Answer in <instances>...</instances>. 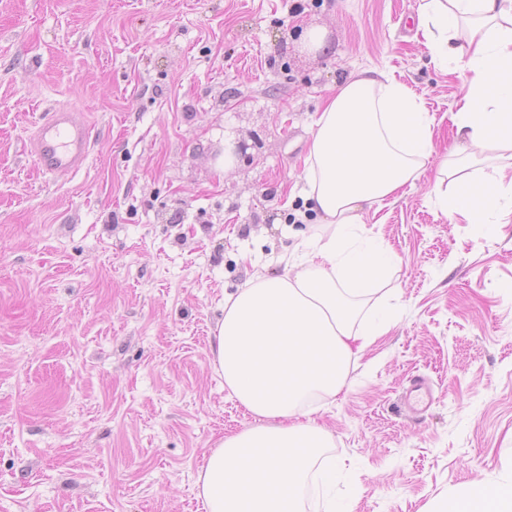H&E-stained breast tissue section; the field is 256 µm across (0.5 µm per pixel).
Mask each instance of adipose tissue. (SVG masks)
<instances>
[{
	"label": "adipose tissue",
	"mask_w": 512,
	"mask_h": 512,
	"mask_svg": "<svg viewBox=\"0 0 512 512\" xmlns=\"http://www.w3.org/2000/svg\"><path fill=\"white\" fill-rule=\"evenodd\" d=\"M416 34L434 62H461L465 92L453 115L457 171L480 172L477 200L433 188L447 218L485 224L512 208L501 175L512 151V0H420ZM434 117L402 84L367 69L340 86L316 121L304 197L327 232L306 238L283 273L258 274L225 295L212 365L258 426L220 438L196 486L205 512H300L301 489L329 434L317 400L336 397L352 364L394 322L390 311L357 324L359 305L395 260L365 227L373 206L415 182L434 151Z\"/></svg>",
	"instance_id": "ef3b65f1"
}]
</instances>
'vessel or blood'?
Segmentation results:
<instances>
[{
  "label": "vessel or blood",
  "mask_w": 512,
  "mask_h": 512,
  "mask_svg": "<svg viewBox=\"0 0 512 512\" xmlns=\"http://www.w3.org/2000/svg\"><path fill=\"white\" fill-rule=\"evenodd\" d=\"M90 146L91 127L84 113L60 108L39 126L33 153L41 171L56 176L77 172L87 160Z\"/></svg>",
  "instance_id": "obj_1"
}]
</instances>
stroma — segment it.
I'll use <instances>...</instances> for the list:
<instances>
[{"mask_svg":"<svg viewBox=\"0 0 512 512\" xmlns=\"http://www.w3.org/2000/svg\"><path fill=\"white\" fill-rule=\"evenodd\" d=\"M418 6L0 0V512H204L205 452L256 424L211 365L224 297L322 232L300 195L315 121L369 68L435 113L434 152L366 216L397 262L377 295L397 320L317 413L336 468L302 508L447 512L512 481V214L436 204L465 76L415 40ZM59 107L94 141L49 177L32 143ZM415 375L434 392L416 419Z\"/></svg>","mask_w":512,"mask_h":512,"instance_id":"obj_1","label":"stroma"}]
</instances>
